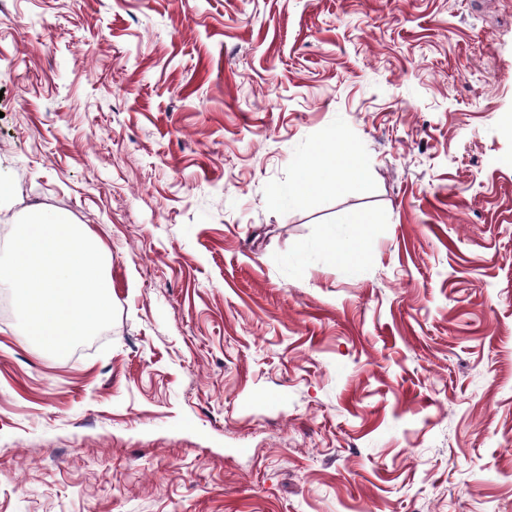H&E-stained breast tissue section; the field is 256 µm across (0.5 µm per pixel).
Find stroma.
Returning a JSON list of instances; mask_svg holds the SVG:
<instances>
[{
    "instance_id": "stroma-1",
    "label": "stroma",
    "mask_w": 512,
    "mask_h": 512,
    "mask_svg": "<svg viewBox=\"0 0 512 512\" xmlns=\"http://www.w3.org/2000/svg\"><path fill=\"white\" fill-rule=\"evenodd\" d=\"M509 112L512 0H0V212L119 311L55 357L0 288V512H512ZM366 183V167L358 147L350 141L336 142L326 153L309 155L297 169L288 187V198L336 194L352 185ZM342 224L351 226V236L344 238L336 231L328 234L325 242L329 258L340 267L352 270L373 256L375 232L366 220L356 213H346Z\"/></svg>"
}]
</instances>
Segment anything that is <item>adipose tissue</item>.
<instances>
[{"mask_svg": "<svg viewBox=\"0 0 512 512\" xmlns=\"http://www.w3.org/2000/svg\"><path fill=\"white\" fill-rule=\"evenodd\" d=\"M365 182L366 167L358 147L352 142L341 140L334 142L328 152L311 154L300 164L294 182L288 187V194L292 197L328 195ZM342 221L349 224L350 237L329 233L326 249L334 263L352 270L372 257L375 232L358 214L347 213Z\"/></svg>", "mask_w": 512, "mask_h": 512, "instance_id": "ef3b65f1", "label": "adipose tissue"}]
</instances>
